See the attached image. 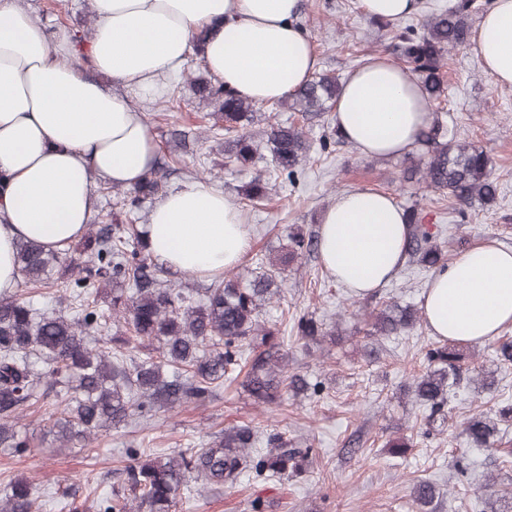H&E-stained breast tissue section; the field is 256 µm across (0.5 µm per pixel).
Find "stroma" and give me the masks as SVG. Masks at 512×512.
<instances>
[{
    "mask_svg": "<svg viewBox=\"0 0 512 512\" xmlns=\"http://www.w3.org/2000/svg\"><path fill=\"white\" fill-rule=\"evenodd\" d=\"M22 5L41 15L51 32L92 23L94 0H22ZM298 23L314 43L318 72L345 76L360 60L397 57L389 29L364 14L358 0H302ZM138 105L155 141V164L162 169L166 189L202 181L241 207L250 244L237 266L240 273L254 269L257 257L276 255L286 242L287 227L318 231L322 212L339 192L363 187L389 193L399 206H417L428 223L442 225L445 232L438 244L446 258L487 238L512 249V87L495 86L467 50L451 55L447 97L438 115L459 140L483 148L493 160L499 193L494 203L483 206H452L420 185H400L403 158L376 159L350 144L320 150L322 130L316 125L309 128L314 147L299 184L277 187L255 205L240 190L255 177L271 175L269 160L244 167L217 162V144L211 140L193 139L186 149H169V129L194 135L207 123V106L189 88L174 90L167 79L152 94L139 96ZM429 278V271L405 265L378 295L384 301L417 304ZM370 310L365 299L352 296L326 273L319 258L294 263L265 317L281 329L289 371L320 382V395L258 405L238 383H226L208 403L158 413L148 425L128 421L91 437L83 448L44 437L56 402L55 395L44 396L19 421L31 439L30 451L20 457L0 453V493L10 479L23 475L41 494L38 512H59L48 494L61 483L75 492L80 512H98L99 497L123 478L128 449L159 456L198 447L224 428L249 424L264 434H281L294 447L311 449L307 473L267 482L246 476L218 489L195 486L183 493L179 512H251L256 498L264 503L262 512H416L412 486L420 478L439 485L434 512H488L483 480L493 478L496 490L512 494V418L502 421L507 439L495 448L473 447L462 429L469 418L491 416L499 406L512 404V367L497 364L494 341L472 344L462 379L448 393L449 419L429 421L410 391L424 370L429 329L368 337L364 315ZM307 313L337 324L341 342L298 345L292 325ZM392 440L408 441L405 453H393L388 446ZM352 442L360 451L349 456L344 448Z\"/></svg>",
    "mask_w": 512,
    "mask_h": 512,
    "instance_id": "obj_1",
    "label": "stroma"
}]
</instances>
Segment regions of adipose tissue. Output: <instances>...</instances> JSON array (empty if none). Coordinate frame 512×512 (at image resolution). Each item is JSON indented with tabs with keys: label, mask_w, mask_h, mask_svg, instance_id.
<instances>
[{
	"label": "adipose tissue",
	"mask_w": 512,
	"mask_h": 512,
	"mask_svg": "<svg viewBox=\"0 0 512 512\" xmlns=\"http://www.w3.org/2000/svg\"><path fill=\"white\" fill-rule=\"evenodd\" d=\"M300 0H95L90 55L110 90L85 78L68 31L48 32L15 0H0V291L15 288V244L66 252L96 205L92 179L134 187L154 167L155 142L130 93L154 91L181 70L192 38L207 31L206 69L258 104L312 79ZM495 85L512 86V0H493L471 47ZM417 83L377 57L352 71L333 123L360 152L394 157L414 147L430 114ZM408 225L390 194L337 195L322 215L325 271L357 297L390 281L405 260ZM146 240L157 263L211 278L248 248L240 208L212 186L167 191L150 211ZM422 307L431 335L466 343L512 327V250L486 239L429 279Z\"/></svg>",
	"instance_id": "adipose-tissue-1"
}]
</instances>
